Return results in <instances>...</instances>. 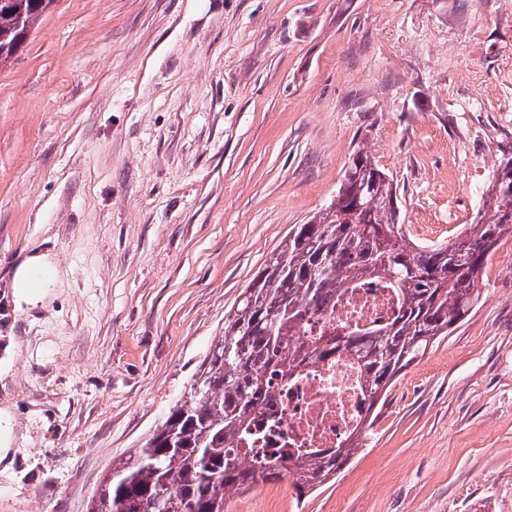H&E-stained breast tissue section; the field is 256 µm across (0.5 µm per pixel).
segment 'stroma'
I'll list each match as a JSON object with an SVG mask.
<instances>
[{"label":"stroma","instance_id":"35a3bbf8","mask_svg":"<svg viewBox=\"0 0 512 512\" xmlns=\"http://www.w3.org/2000/svg\"><path fill=\"white\" fill-rule=\"evenodd\" d=\"M423 246L512 153V0H55L0 66V512H86L352 155ZM64 280L18 313L35 252ZM362 448L281 512H512V236Z\"/></svg>","mask_w":512,"mask_h":512}]
</instances>
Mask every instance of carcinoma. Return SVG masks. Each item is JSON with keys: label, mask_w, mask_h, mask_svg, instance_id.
<instances>
[{"label": "carcinoma", "mask_w": 512, "mask_h": 512, "mask_svg": "<svg viewBox=\"0 0 512 512\" xmlns=\"http://www.w3.org/2000/svg\"><path fill=\"white\" fill-rule=\"evenodd\" d=\"M55 0H0V64L26 42ZM482 208L452 241L437 247L406 239L396 186L358 151L336 199L297 224L266 260L224 321V337L203 360L189 396L133 456L112 466L87 512H224L229 490L249 492L289 474L298 496L312 493L341 470L360 447L303 459L290 451L263 469L245 460L256 436L252 415L264 389L262 369L288 374L302 350L292 343L311 316L327 313L354 281L383 277L402 295L388 324L315 344L309 355L350 353L367 391L364 433L373 407L395 377L437 340L450 335L479 298L475 285L488 254L512 236V193L493 173ZM241 446L230 458L225 449Z\"/></svg>", "instance_id": "cac0c4a2"}]
</instances>
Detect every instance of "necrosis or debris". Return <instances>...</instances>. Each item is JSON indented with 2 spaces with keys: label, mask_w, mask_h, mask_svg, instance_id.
Wrapping results in <instances>:
<instances>
[{
  "label": "necrosis or debris",
  "mask_w": 512,
  "mask_h": 512,
  "mask_svg": "<svg viewBox=\"0 0 512 512\" xmlns=\"http://www.w3.org/2000/svg\"><path fill=\"white\" fill-rule=\"evenodd\" d=\"M400 305V297L385 279H363L345 290L325 316L303 322L297 341L309 345L363 326L386 324ZM266 380L262 410L254 418L262 432L252 445L254 464L277 459L284 448L312 455L344 447L364 421L363 374L350 355L308 357L293 379L270 372Z\"/></svg>",
  "instance_id": "4bbe7bcc"
}]
</instances>
